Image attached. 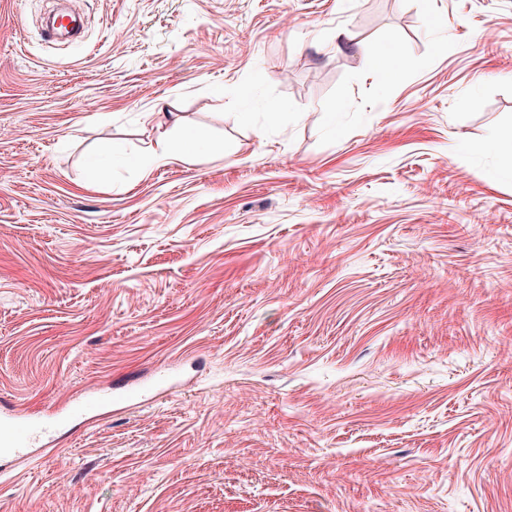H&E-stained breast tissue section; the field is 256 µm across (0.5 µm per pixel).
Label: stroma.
Here are the masks:
<instances>
[{"label": "stroma", "mask_w": 512, "mask_h": 512, "mask_svg": "<svg viewBox=\"0 0 512 512\" xmlns=\"http://www.w3.org/2000/svg\"><path fill=\"white\" fill-rule=\"evenodd\" d=\"M58 3L0 0V403L143 390L0 512H512V0ZM166 119L171 123L172 127L180 130L182 140L188 145L184 151H178L169 143L167 139L159 140L157 143L158 148L153 149L148 159V163L161 162V161H186L189 155L197 151L204 145L201 135L186 127L183 124L181 116L176 112H163Z\"/></svg>", "instance_id": "stroma-1"}]
</instances>
